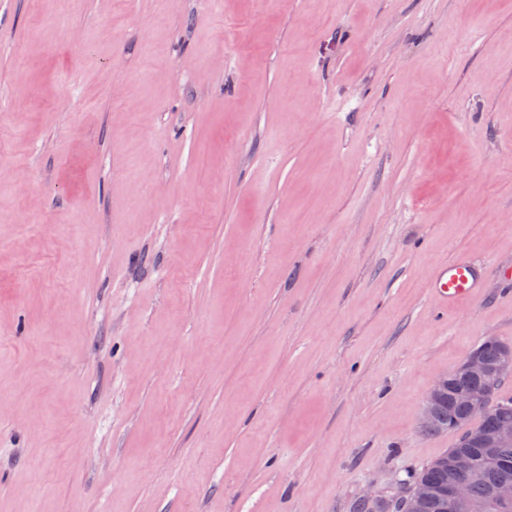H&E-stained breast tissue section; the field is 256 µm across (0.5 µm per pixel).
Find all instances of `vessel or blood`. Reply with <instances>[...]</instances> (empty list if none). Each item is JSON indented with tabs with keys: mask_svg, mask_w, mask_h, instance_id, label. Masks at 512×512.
<instances>
[{
	"mask_svg": "<svg viewBox=\"0 0 512 512\" xmlns=\"http://www.w3.org/2000/svg\"><path fill=\"white\" fill-rule=\"evenodd\" d=\"M481 287L478 268L466 257L440 264L429 281V296L436 308L451 312L466 300L477 297Z\"/></svg>",
	"mask_w": 512,
	"mask_h": 512,
	"instance_id": "vessel-or-blood-1",
	"label": "vessel or blood"
}]
</instances>
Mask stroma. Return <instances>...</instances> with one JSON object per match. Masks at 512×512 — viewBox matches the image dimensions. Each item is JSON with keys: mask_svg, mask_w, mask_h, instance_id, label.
<instances>
[{"mask_svg": "<svg viewBox=\"0 0 512 512\" xmlns=\"http://www.w3.org/2000/svg\"><path fill=\"white\" fill-rule=\"evenodd\" d=\"M512 0H0V512H354L512 343ZM429 296L435 307L444 313L452 312L465 300L478 296L481 277L478 268L466 257L440 264L429 281Z\"/></svg>", "mask_w": 512, "mask_h": 512, "instance_id": "35a3bbf8", "label": "stroma"}]
</instances>
